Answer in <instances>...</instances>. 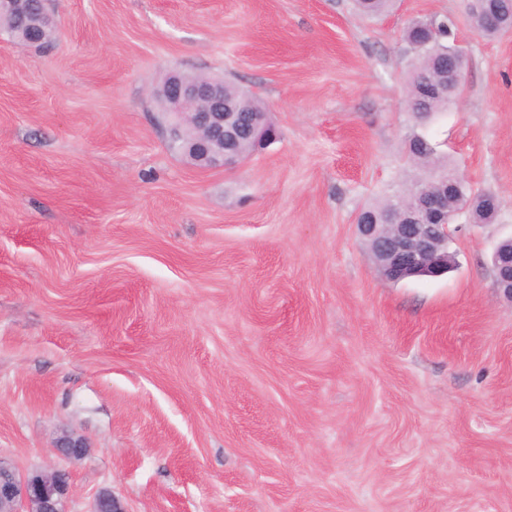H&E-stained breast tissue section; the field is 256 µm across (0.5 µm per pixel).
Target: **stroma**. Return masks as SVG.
<instances>
[{
  "instance_id": "1",
  "label": "stroma",
  "mask_w": 512,
  "mask_h": 512,
  "mask_svg": "<svg viewBox=\"0 0 512 512\" xmlns=\"http://www.w3.org/2000/svg\"><path fill=\"white\" fill-rule=\"evenodd\" d=\"M45 47L0 38V458L57 466L69 512H512V33L467 0H47ZM453 19L459 95L417 124L403 31ZM218 76L276 139L233 168L168 147L150 91ZM437 143L501 201L456 264L385 280L361 209ZM485 0L470 1L471 3L481 5L485 14V19L491 25L499 23L498 13ZM497 8L500 10L502 18L495 29H488L484 23V14L481 11L469 8L468 20L472 29L480 36L486 39H494L508 32H512V0H495ZM492 263L498 287L507 298L512 299V237L498 243ZM88 446L83 438L72 434H64L58 438L51 454L59 461H73L83 458L88 453Z\"/></svg>"
}]
</instances>
